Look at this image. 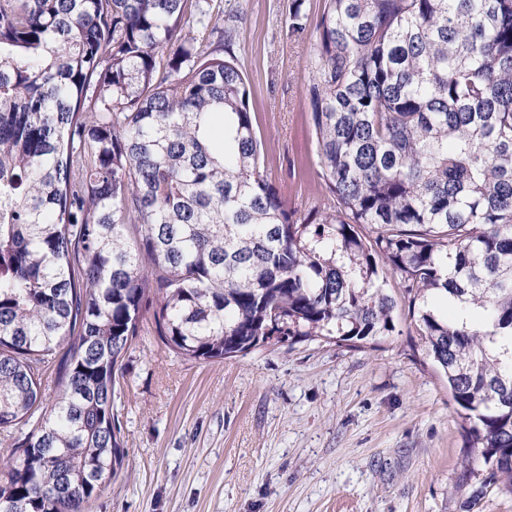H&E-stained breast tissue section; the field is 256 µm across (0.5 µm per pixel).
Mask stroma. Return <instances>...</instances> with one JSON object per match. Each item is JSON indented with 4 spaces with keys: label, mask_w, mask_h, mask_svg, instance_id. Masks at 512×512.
Instances as JSON below:
<instances>
[{
    "label": "stroma",
    "mask_w": 512,
    "mask_h": 512,
    "mask_svg": "<svg viewBox=\"0 0 512 512\" xmlns=\"http://www.w3.org/2000/svg\"><path fill=\"white\" fill-rule=\"evenodd\" d=\"M290 2L231 0L233 50L261 168L303 214L328 197L303 93L324 0H305L300 35ZM123 365L126 458L85 512H512L409 319L374 349L314 341L205 363L148 316Z\"/></svg>",
    "instance_id": "obj_1"
}]
</instances>
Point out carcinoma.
<instances>
[{
    "label": "carcinoma",
    "instance_id": "obj_1",
    "mask_svg": "<svg viewBox=\"0 0 512 512\" xmlns=\"http://www.w3.org/2000/svg\"><path fill=\"white\" fill-rule=\"evenodd\" d=\"M241 19L0 0V512H84L121 470L145 312L205 362L276 332L357 350L396 329L391 276L512 493V0H324L305 93L329 198L302 216L261 171Z\"/></svg>",
    "mask_w": 512,
    "mask_h": 512
}]
</instances>
